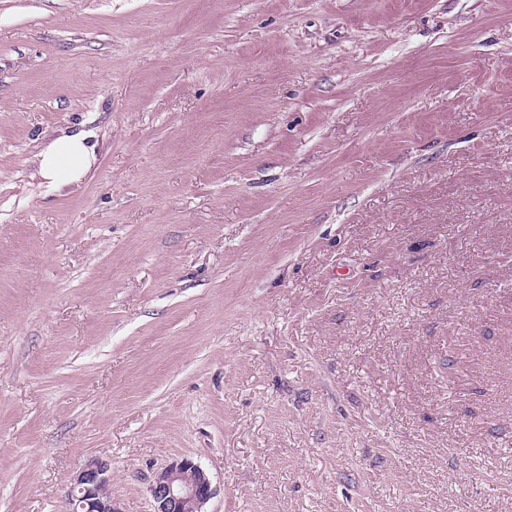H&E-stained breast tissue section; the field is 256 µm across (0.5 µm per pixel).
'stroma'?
Returning <instances> with one entry per match:
<instances>
[{
    "mask_svg": "<svg viewBox=\"0 0 512 512\" xmlns=\"http://www.w3.org/2000/svg\"><path fill=\"white\" fill-rule=\"evenodd\" d=\"M183 458L206 512H512V0H0V512ZM91 138L89 133L79 131L52 140L38 155L39 175L55 187L80 182L96 162Z\"/></svg>",
    "mask_w": 512,
    "mask_h": 512,
    "instance_id": "stroma-1",
    "label": "stroma"
}]
</instances>
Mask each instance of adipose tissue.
Instances as JSON below:
<instances>
[{
  "instance_id": "obj_1",
  "label": "adipose tissue",
  "mask_w": 512,
  "mask_h": 512,
  "mask_svg": "<svg viewBox=\"0 0 512 512\" xmlns=\"http://www.w3.org/2000/svg\"><path fill=\"white\" fill-rule=\"evenodd\" d=\"M96 161V150L89 133L62 134L39 155V175L49 184L61 187L80 182Z\"/></svg>"
}]
</instances>
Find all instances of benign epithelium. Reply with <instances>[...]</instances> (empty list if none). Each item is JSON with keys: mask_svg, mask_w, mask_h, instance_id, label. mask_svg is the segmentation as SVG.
<instances>
[{"mask_svg": "<svg viewBox=\"0 0 512 512\" xmlns=\"http://www.w3.org/2000/svg\"><path fill=\"white\" fill-rule=\"evenodd\" d=\"M108 464L87 462L76 474L70 491L72 512H119L106 491ZM149 492L154 512H204L215 489L206 472L189 459L172 462L152 473Z\"/></svg>", "mask_w": 512, "mask_h": 512, "instance_id": "benign-epithelium-1", "label": "benign epithelium"}]
</instances>
